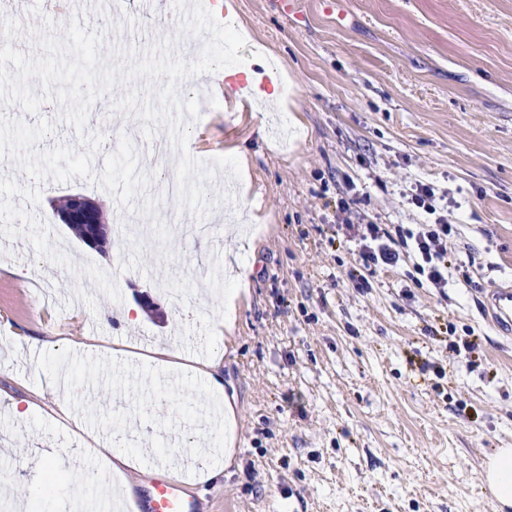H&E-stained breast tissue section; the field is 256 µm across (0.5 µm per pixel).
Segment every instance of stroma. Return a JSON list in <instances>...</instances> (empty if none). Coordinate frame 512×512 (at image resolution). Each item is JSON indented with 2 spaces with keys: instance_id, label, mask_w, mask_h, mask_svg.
Instances as JSON below:
<instances>
[{
  "instance_id": "stroma-1",
  "label": "stroma",
  "mask_w": 512,
  "mask_h": 512,
  "mask_svg": "<svg viewBox=\"0 0 512 512\" xmlns=\"http://www.w3.org/2000/svg\"><path fill=\"white\" fill-rule=\"evenodd\" d=\"M261 53L287 77L263 109L206 94L193 125L198 159L239 148L246 179L216 178L222 195L197 235L194 217L169 225L170 259L153 238L102 255L59 222L51 200L81 193L108 224L112 195L85 179L42 186L33 212L50 244L74 263L110 272L122 302L86 277L0 236V390L37 393L47 377L34 336L53 350L85 337L109 355L114 341H174L185 357H218L222 404L235 412L234 458L199 480L194 428L170 433L173 466L204 512H481L487 458L512 448V338L484 317L480 296L512 282V0H225ZM126 0L105 47L167 36L172 0L136 22ZM123 88L93 105L89 122L118 146ZM434 185L456 228L444 289L419 285L412 262L356 287L357 224L395 232L428 222L402 198ZM147 294L138 323L125 310ZM61 450L43 512H86L107 478L80 441L43 413L20 422L0 404V485L27 499L45 473L37 448Z\"/></svg>"
}]
</instances>
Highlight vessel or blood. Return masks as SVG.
I'll return each mask as SVG.
<instances>
[{"label":"vessel or blood","mask_w":512,"mask_h":512,"mask_svg":"<svg viewBox=\"0 0 512 512\" xmlns=\"http://www.w3.org/2000/svg\"><path fill=\"white\" fill-rule=\"evenodd\" d=\"M488 321L503 335L512 334V284L494 283L483 292ZM152 476L138 501L137 512H203L200 498L188 483L170 476L168 469L152 462Z\"/></svg>","instance_id":"b4317fda"}]
</instances>
